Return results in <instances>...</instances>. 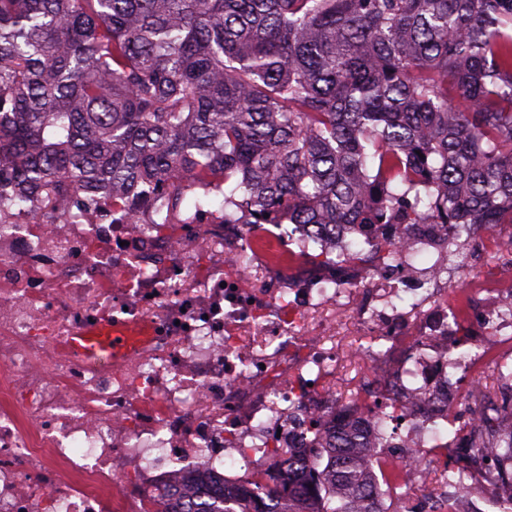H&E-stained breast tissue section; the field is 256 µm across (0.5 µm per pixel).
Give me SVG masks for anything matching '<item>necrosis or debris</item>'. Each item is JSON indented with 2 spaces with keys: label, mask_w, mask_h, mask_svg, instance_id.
<instances>
[{
  "label": "necrosis or debris",
  "mask_w": 512,
  "mask_h": 512,
  "mask_svg": "<svg viewBox=\"0 0 512 512\" xmlns=\"http://www.w3.org/2000/svg\"><path fill=\"white\" fill-rule=\"evenodd\" d=\"M398 234L400 249L383 258ZM460 241L455 273L483 239L461 227H372L356 265L330 235L299 261L304 224L260 233L210 209L124 215L108 198L65 209L0 207V512H149L190 478L229 488L296 450L318 458L328 427L385 433L402 449L400 496L438 512H512L498 485L469 472L449 492L433 448L470 444L484 410H453L492 349L512 342V289L484 278L470 319L449 278L416 268ZM108 329L126 350L86 357L78 336ZM344 336L371 367L341 394ZM404 408L397 421L376 406Z\"/></svg>",
  "instance_id": "obj_1"
}]
</instances>
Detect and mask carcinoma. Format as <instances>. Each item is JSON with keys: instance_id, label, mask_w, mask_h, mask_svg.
I'll return each instance as SVG.
<instances>
[{"instance_id": "cac0c4a2", "label": "carcinoma", "mask_w": 512, "mask_h": 512, "mask_svg": "<svg viewBox=\"0 0 512 512\" xmlns=\"http://www.w3.org/2000/svg\"><path fill=\"white\" fill-rule=\"evenodd\" d=\"M224 221L512 224V0H0L5 203L110 195ZM336 430L320 461L154 512H380L404 465ZM512 487V429L493 435Z\"/></svg>"}]
</instances>
